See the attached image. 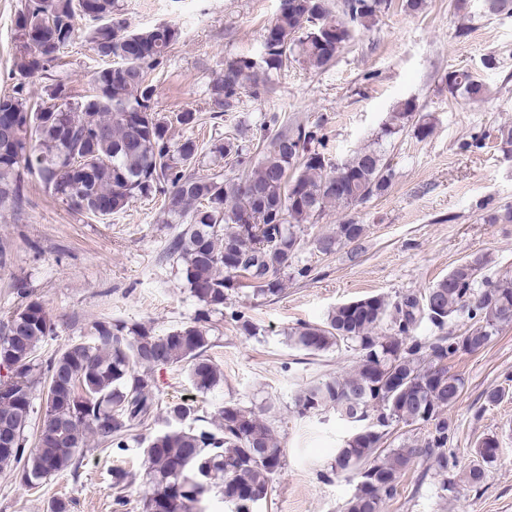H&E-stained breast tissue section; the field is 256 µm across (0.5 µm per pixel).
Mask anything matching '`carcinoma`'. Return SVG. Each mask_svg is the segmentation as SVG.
Here are the masks:
<instances>
[{
	"instance_id": "1",
	"label": "carcinoma",
	"mask_w": 512,
	"mask_h": 512,
	"mask_svg": "<svg viewBox=\"0 0 512 512\" xmlns=\"http://www.w3.org/2000/svg\"><path fill=\"white\" fill-rule=\"evenodd\" d=\"M389 0H343L333 17L326 0H280L275 18L262 34V69L279 71L292 59L309 70H323L353 37V26L368 29ZM488 16L512 17V0H483ZM95 25L88 40L106 65L88 79L82 96L59 81L39 97L24 80L58 66L63 49L76 37L77 19ZM314 17L330 24L305 27ZM14 73L23 78L12 92L0 95V208L15 210L25 201L29 178L70 207L90 216L123 212L138 196L161 195V208L171 220L189 219L171 241L190 293L200 304L197 315L168 331L141 323L101 319L92 323L90 339L42 360L38 351L56 325L43 304L29 300L0 326V365L11 374L0 379V469L19 470L32 489L47 477L68 471L77 475L79 449L89 438L119 456L129 451L127 436L164 410L166 428L137 449L146 490L141 512H205L209 494L218 492L229 512H258L273 492L284 448L267 416L258 408L226 401L209 427L185 425L201 416L185 402L162 404L153 371L177 368L193 388L214 389L223 373L207 355L212 346L209 317L220 313L238 278L255 294L276 297L288 271L305 277L310 268L296 264L297 229L310 224L328 206L350 207L388 190L393 169L384 154L361 149L336 171L326 172L325 155L311 145L317 132L304 124L278 130L251 167L248 129L224 138L213 150L250 167L239 177L198 176L199 142L187 137L171 141L172 123L190 125L195 113L173 118L151 108L154 77L178 30L167 24L128 30L116 17L115 0H26L16 20ZM37 34V51L29 49ZM448 91L472 101H486L490 88L468 70L446 76ZM250 88L259 97L268 84L256 73V62L239 57L224 62V74L210 86L213 111L233 112L240 94ZM423 140L432 125L417 116L407 100L390 113L381 135L391 136L410 121ZM496 146L512 157V125L497 129ZM365 225L342 221L314 239L315 248L332 255L363 238ZM490 259L475 253L453 267L424 292L388 300L374 295L341 303L322 324H303L288 331V346L319 356L341 346L356 353L349 373L317 377L295 392L294 412L301 418L334 412L354 429L336 451L332 471L356 481L344 512H384L399 494L401 477L420 456L440 477L437 494L448 495V407L463 391L464 379L448 373L445 360L458 352H474L512 325V279L486 274ZM467 316L459 336L448 335V321ZM423 322L437 335L414 336ZM47 384L45 406L35 448L26 431L34 414L33 390ZM430 426L427 439L399 448L383 447L393 426ZM468 470L473 485L483 482L498 458L493 438L480 442ZM131 473L112 468V501L123 512V489Z\"/></svg>"
}]
</instances>
